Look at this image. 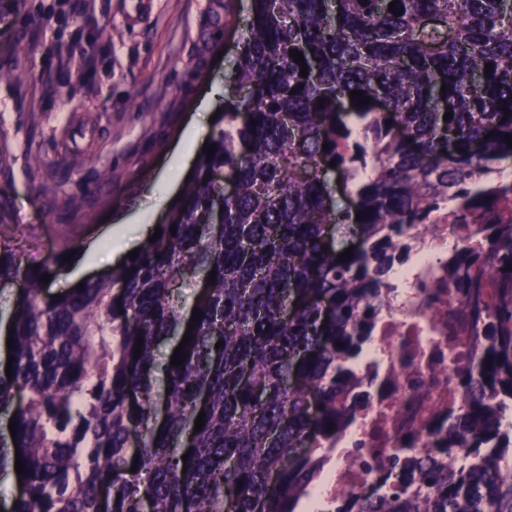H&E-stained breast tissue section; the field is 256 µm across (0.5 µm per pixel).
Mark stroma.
Masks as SVG:
<instances>
[{"label":"stroma","instance_id":"35a3bbf8","mask_svg":"<svg viewBox=\"0 0 512 512\" xmlns=\"http://www.w3.org/2000/svg\"><path fill=\"white\" fill-rule=\"evenodd\" d=\"M0 0V216L41 261L117 245L163 223L183 190L173 159L186 130L210 139L213 98L237 55L250 0ZM222 12L221 26L210 25Z\"/></svg>","mask_w":512,"mask_h":512}]
</instances>
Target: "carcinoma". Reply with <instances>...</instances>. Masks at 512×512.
I'll use <instances>...</instances> for the list:
<instances>
[{
    "mask_svg": "<svg viewBox=\"0 0 512 512\" xmlns=\"http://www.w3.org/2000/svg\"><path fill=\"white\" fill-rule=\"evenodd\" d=\"M390 2L251 0L216 150L124 265L47 296L58 259L29 263L0 219V281L23 283L6 324L13 376L0 370V415L16 425L0 475L17 453L24 467L0 512H295L347 415L346 365L382 304L393 237L438 212L482 218L497 259L484 351L459 369L467 400L448 444L402 448L400 479L357 512H512V223L492 216L512 180L489 179L512 158V0H397L398 16ZM331 174L354 205H336ZM332 224L358 238L351 257L337 260ZM483 265L466 251L454 273ZM213 270L192 305L174 295ZM187 331L185 362L158 365L161 339Z\"/></svg>",
    "mask_w": 512,
    "mask_h": 512,
    "instance_id": "carcinoma-1",
    "label": "carcinoma"
}]
</instances>
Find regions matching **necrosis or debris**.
<instances>
[{
  "label": "necrosis or debris",
  "mask_w": 512,
  "mask_h": 512,
  "mask_svg": "<svg viewBox=\"0 0 512 512\" xmlns=\"http://www.w3.org/2000/svg\"><path fill=\"white\" fill-rule=\"evenodd\" d=\"M394 243L407 257L392 269L370 335L349 365L331 512H356L359 495L394 475L391 460L405 444L420 452L446 436L449 414L465 400L458 368L481 353L491 318L487 308L471 314L453 276L458 253L487 252L480 225L438 213L404 225Z\"/></svg>",
  "instance_id": "obj_1"
}]
</instances>
